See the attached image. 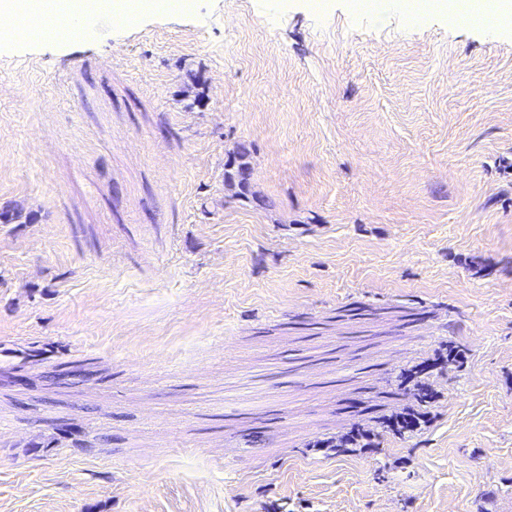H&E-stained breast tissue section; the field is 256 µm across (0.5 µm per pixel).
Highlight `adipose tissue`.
<instances>
[{
	"instance_id": "1",
	"label": "adipose tissue",
	"mask_w": 512,
	"mask_h": 512,
	"mask_svg": "<svg viewBox=\"0 0 512 512\" xmlns=\"http://www.w3.org/2000/svg\"><path fill=\"white\" fill-rule=\"evenodd\" d=\"M401 11L410 16L424 17L436 11H447L449 18L460 19L463 13L490 15L498 30L512 28V0H400ZM141 0H0V32L13 36L16 30L34 39L66 41V34L45 26L44 20L54 14L81 24L91 11H108L117 19L140 15Z\"/></svg>"
}]
</instances>
